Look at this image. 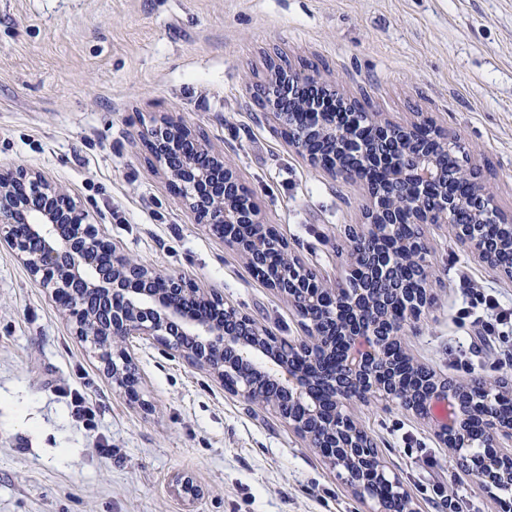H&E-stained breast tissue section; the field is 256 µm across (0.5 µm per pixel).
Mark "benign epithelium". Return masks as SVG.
<instances>
[{
	"label": "benign epithelium",
	"mask_w": 512,
	"mask_h": 512,
	"mask_svg": "<svg viewBox=\"0 0 512 512\" xmlns=\"http://www.w3.org/2000/svg\"><path fill=\"white\" fill-rule=\"evenodd\" d=\"M315 84L350 109L336 82L280 67L270 70L266 81L250 89L251 98L274 127L288 131V146L319 163L324 147L337 144L347 153L371 166L376 162L369 145L356 129L336 127L327 112L308 110V121L297 125L291 112L281 110L276 96L284 84ZM376 127L375 147L404 149L396 160L388 183L364 181L367 202L363 219L366 224H380L390 231L406 219L410 224H445L452 235L467 238L474 254L492 269L512 275V265L501 261L502 241L479 233L483 224H509L494 198L472 168L461 167L448 174V160L461 150L454 139L429 145L420 138L422 125L394 124L373 116ZM140 137L174 192L194 213L197 220L218 231L229 247L238 251L251 267L267 266V253L274 245L288 251V244L268 233L261 212L252 195L239 182L233 165L224 154L214 150L183 122L167 115L142 128ZM464 177L471 199V226L460 223L459 197L452 191V180ZM65 192L52 185L36 170L19 167L11 174L0 173V241L15 251L39 284L50 291L55 303L68 315L76 335L96 343L100 360L117 384H122L125 370L136 366L127 344L133 337H148L180 352L193 366L208 369L217 378L239 368L249 374L240 378L236 393L254 401L259 378L274 384L284 403L298 406L302 419L286 417L288 424L314 448L329 446L338 452L328 458L336 471L367 505L368 512H389L386 500L376 493L379 484L403 492L402 482L390 474L378 457L371 437L347 429L351 416L346 405L356 399L380 400L406 407L398 397V386L376 381L370 362L382 357L379 339L389 336L400 342L408 326L396 321L390 330L381 326L375 312L368 313L358 325L343 331L348 347L340 365L330 370L307 373L292 363L297 344H284L240 308L224 301L216 293H205L175 274L160 273L116 252L102 251L95 242L102 238L97 225L79 205L60 206ZM422 239L403 240L398 251L378 259L365 281L353 288L347 283L330 286L321 278L306 276V268L295 264L278 270L268 279L270 288L297 306L315 293L329 296L327 317L355 305L374 281L395 282L403 256L420 251L415 261L423 275L430 268L429 252ZM430 295L403 299L405 310L420 314L429 309ZM463 380L430 376L422 398L412 408L417 416L433 420L432 408L444 400L451 406L447 425H437L443 444L451 456L459 459L468 448H480L479 457H471L480 466L475 472L480 485L498 500L501 512H512V500L498 495L512 486V422L496 424L480 441L469 434L471 404L466 402ZM512 399V378L501 375L489 380L485 397Z\"/></svg>",
	"instance_id": "7a95c632"
}]
</instances>
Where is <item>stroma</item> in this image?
Segmentation results:
<instances>
[{
  "label": "stroma",
  "mask_w": 512,
  "mask_h": 512,
  "mask_svg": "<svg viewBox=\"0 0 512 512\" xmlns=\"http://www.w3.org/2000/svg\"><path fill=\"white\" fill-rule=\"evenodd\" d=\"M336 81L396 122L457 138L512 215V0H0V171L26 167L64 188L117 252L215 291L290 341L288 301L198 224L138 139L179 117L236 168L267 225L327 284L361 223L359 180L331 178L288 148L246 94L270 62ZM435 300L403 343L436 374L512 373V345L482 337L484 305L512 309V280L448 233L425 227ZM141 402L30 270L0 244V512H365L366 506L272 408L225 390L150 339L130 344ZM85 388L97 427L72 414ZM349 412L417 512H500L431 423L378 401ZM112 447L96 452L97 443ZM191 482L195 496L181 490Z\"/></svg>",
  "instance_id": "obj_1"
}]
</instances>
